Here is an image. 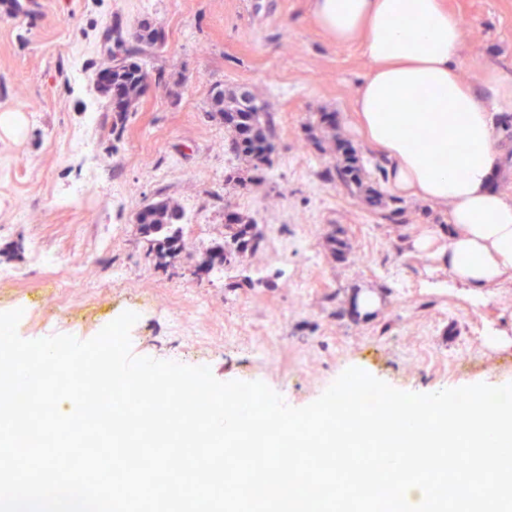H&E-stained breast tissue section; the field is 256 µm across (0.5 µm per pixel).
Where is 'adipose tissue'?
Wrapping results in <instances>:
<instances>
[{
	"mask_svg": "<svg viewBox=\"0 0 512 512\" xmlns=\"http://www.w3.org/2000/svg\"><path fill=\"white\" fill-rule=\"evenodd\" d=\"M336 44L359 43L373 66L361 83L357 124L386 165L393 191L440 204L454 229L432 249L451 279L476 295L512 280V195L498 191L495 134L512 113V83L491 71L483 88L458 70L460 21L447 0H308Z\"/></svg>",
	"mask_w": 512,
	"mask_h": 512,
	"instance_id": "obj_1",
	"label": "adipose tissue"
}]
</instances>
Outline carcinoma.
Masks as SVG:
<instances>
[{
	"label": "carcinoma",
	"instance_id": "cac0c4a2",
	"mask_svg": "<svg viewBox=\"0 0 512 512\" xmlns=\"http://www.w3.org/2000/svg\"><path fill=\"white\" fill-rule=\"evenodd\" d=\"M103 46L109 53L115 48L123 54L122 64L112 65V90L125 100V106L116 112L112 121V133L119 135L131 108L148 87L164 81L161 69L148 66V59L156 54L161 41L158 32L146 25L140 26L138 36L128 41L122 26L116 23L104 32ZM210 106L212 111L224 118V127L232 132V149L236 157L253 170H262L268 162L277 136L274 113L244 86L218 88L212 92ZM322 178L326 183L341 186L351 195L368 196L372 206L371 214L376 221L395 225L408 223L404 207L387 208L382 192L366 182L367 175L361 163H356L354 169L346 162L328 166L323 170ZM150 207V222L140 225V230L152 245L155 266L166 269L183 250L184 213L166 199L154 201ZM236 217L235 223L224 225V241L205 252L193 275L209 277L220 273L221 269L213 267L216 255L228 266L237 262L245 253L260 248L263 236L257 230L255 221L243 213L236 214Z\"/></svg>",
	"mask_w": 512,
	"mask_h": 512
}]
</instances>
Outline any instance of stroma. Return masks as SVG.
<instances>
[{"label":"stroma","instance_id":"stroma-1","mask_svg":"<svg viewBox=\"0 0 512 512\" xmlns=\"http://www.w3.org/2000/svg\"><path fill=\"white\" fill-rule=\"evenodd\" d=\"M448 6L466 47L462 80L482 87L492 66L512 78V0ZM117 19L127 34L145 23L165 40L155 59L165 80L148 88L119 138L112 101L96 85L110 64L102 35ZM369 68L358 46H337L313 25L307 0H28L25 19L0 15V113L28 119L19 140L0 135V268L22 275L0 284V312L23 309L18 333L28 340H87L135 308L133 355L205 365L221 381L260 380L293 407L350 367L417 393L512 380V283L469 299L411 247L425 235L443 244L446 210L404 197L407 225L378 224L362 198L320 178L336 158L307 146L305 128L326 112L336 116L337 139L388 187L352 113ZM233 84L246 85L278 123L267 179L248 188L227 182L231 135L209 113L212 88ZM160 195L189 217L171 273L154 266L135 222ZM228 204L253 217L264 243L222 278H193L189 267L224 238ZM335 230L361 261L332 257L325 240ZM35 237L60 252L80 242L82 254L69 267L40 265ZM300 239L311 243L309 256L283 262L280 241ZM55 276L74 282L69 312L54 305ZM235 280L241 288L228 290ZM363 290L380 296L368 314L353 303ZM200 302L210 338L193 346L174 336V321ZM488 336L498 345L460 358ZM263 341L275 362L254 359L251 347Z\"/></svg>","mask_w":512,"mask_h":512}]
</instances>
